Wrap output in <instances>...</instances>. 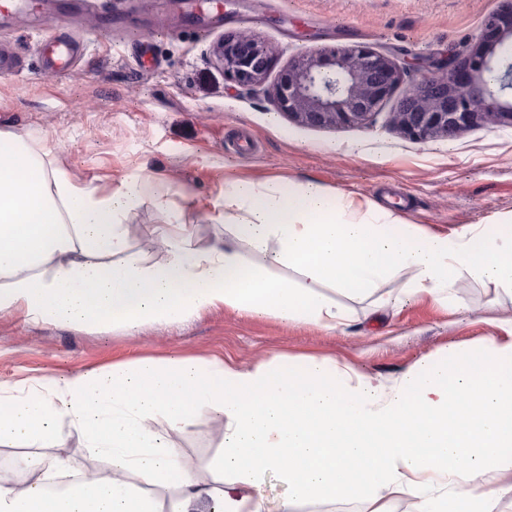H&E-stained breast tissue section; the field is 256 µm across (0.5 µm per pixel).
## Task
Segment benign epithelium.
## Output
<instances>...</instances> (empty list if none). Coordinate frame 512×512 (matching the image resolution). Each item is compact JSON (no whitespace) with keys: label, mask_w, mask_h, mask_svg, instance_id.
Listing matches in <instances>:
<instances>
[{"label":"benign epithelium","mask_w":512,"mask_h":512,"mask_svg":"<svg viewBox=\"0 0 512 512\" xmlns=\"http://www.w3.org/2000/svg\"><path fill=\"white\" fill-rule=\"evenodd\" d=\"M224 77L249 87L264 81L273 49L243 32L213 45ZM404 71L368 46L304 50L267 88L277 112L302 126L366 127L403 81ZM512 0L484 20L482 42L449 58L439 71L412 83L399 98L394 123L419 141L451 138L481 123L512 125Z\"/></svg>","instance_id":"1"}]
</instances>
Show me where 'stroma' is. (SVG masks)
<instances>
[{"mask_svg": "<svg viewBox=\"0 0 512 512\" xmlns=\"http://www.w3.org/2000/svg\"><path fill=\"white\" fill-rule=\"evenodd\" d=\"M499 0H44L34 11L0 15V132L54 148L57 164L101 188L131 176L160 177L172 206L194 199L182 221L193 243L223 240L211 219L224 174L256 182L314 180L353 192L435 235L512 220V125L484 124L453 138L417 142L391 123L388 100L366 128L315 129L278 114L266 85L300 51L365 45L405 66V81L482 39V21ZM257 31L273 48L266 84L225 80L212 56L221 37ZM76 40L67 72L52 74L41 45ZM169 217L151 204L133 211L130 251L163 261L158 232ZM456 302L428 295L376 313L352 300V321L333 334L274 315L253 317L216 306L171 324L135 330L31 322L0 313V385L33 383L173 353L250 366L269 356H326L389 382L427 354L464 355L512 318V296L494 284L459 282ZM212 415L192 412L171 442L209 481L207 460L222 446Z\"/></svg>", "mask_w": 512, "mask_h": 512, "instance_id": "stroma-1", "label": "stroma"}]
</instances>
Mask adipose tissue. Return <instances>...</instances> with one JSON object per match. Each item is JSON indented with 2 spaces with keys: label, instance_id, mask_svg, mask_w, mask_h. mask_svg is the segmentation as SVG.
Wrapping results in <instances>:
<instances>
[{
  "label": "adipose tissue",
  "instance_id": "obj_1",
  "mask_svg": "<svg viewBox=\"0 0 512 512\" xmlns=\"http://www.w3.org/2000/svg\"><path fill=\"white\" fill-rule=\"evenodd\" d=\"M148 202H167L153 175L104 192L50 149L1 139L0 312L133 330L221 304L333 333L351 314L327 287L361 297L400 273L403 298L442 301L467 278L512 293V230L435 235L311 180L225 175L213 218L230 237L201 250L190 225L169 224L168 260L146 265L128 252L126 219ZM244 246L263 263L246 261ZM269 262L292 278L271 277ZM499 327L503 337L464 356H423L389 384L327 358L244 368L181 355L1 386L0 446L62 448L69 424L109 473L53 495L38 480L20 485L37 462L17 457L0 471V512H295L340 491L361 504L405 499L414 512H494L512 497V322ZM198 408L224 426L208 483L168 437ZM158 415L168 432L149 428ZM278 475L288 488L273 507L266 488Z\"/></svg>",
  "mask_w": 512,
  "mask_h": 512
}]
</instances>
